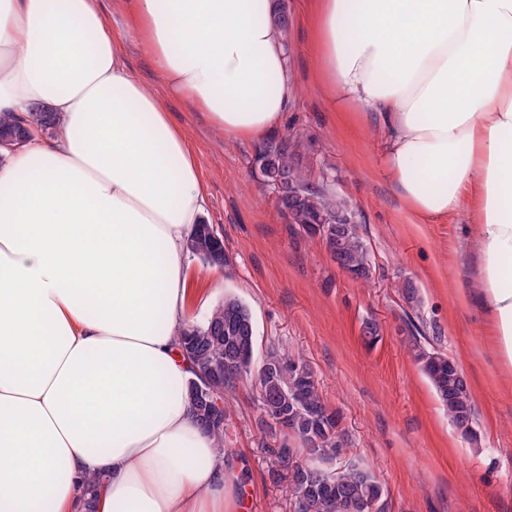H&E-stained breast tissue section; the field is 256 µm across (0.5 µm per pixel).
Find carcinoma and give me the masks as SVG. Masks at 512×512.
Returning a JSON list of instances; mask_svg holds the SVG:
<instances>
[{"label": "carcinoma", "mask_w": 512, "mask_h": 512, "mask_svg": "<svg viewBox=\"0 0 512 512\" xmlns=\"http://www.w3.org/2000/svg\"><path fill=\"white\" fill-rule=\"evenodd\" d=\"M27 125L49 136L55 132L53 113L39 107L27 113ZM25 129L20 118L0 113V141L19 145ZM302 142L283 140L264 148L269 155L267 167L261 170L264 181L286 178L303 188V198L296 203L295 224H316L319 214L344 207L328 188L313 187L302 174L297 158ZM222 236L213 225L196 226L189 239L190 252L205 264L222 267L228 258L211 259L220 251ZM345 257L363 267L360 278L369 277V252L359 225H349ZM400 293L406 307L421 311L419 290L410 281ZM183 352L202 374L215 366L232 361L240 376H255L259 415L256 425L269 440L265 451L269 456L271 481L288 496L292 512H384L386 489L379 479L349 454L351 441L342 426V417L322 397L316 372L300 354L283 347L270 348L260 362L254 351L242 355L245 344L255 345V326L249 307L234 296L224 297L203 324L188 323L180 333ZM438 339L412 337L411 350L419 368L433 387L451 425L468 424L464 437L477 439L476 411L468 383L457 378V362L437 347ZM190 405L202 428L209 433L219 452H224V437L230 417L224 410V426L211 425L209 400L191 395ZM99 478L89 476L82 482V499L86 512H95L94 502Z\"/></svg>", "instance_id": "obj_1"}]
</instances>
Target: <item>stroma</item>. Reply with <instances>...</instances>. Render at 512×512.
<instances>
[{
    "mask_svg": "<svg viewBox=\"0 0 512 512\" xmlns=\"http://www.w3.org/2000/svg\"><path fill=\"white\" fill-rule=\"evenodd\" d=\"M287 4L296 94L278 135L300 137V167L310 183L346 203L368 245L370 277L340 272L319 239L288 222L254 164L258 145L224 139L187 99L169 96L171 119L197 151L206 217L230 258L216 268L189 257L187 319L203 323L225 296H236L253 315L256 357L279 345L309 360L324 399L343 416L352 454L386 487V512H512V385L470 298L475 260L464 242L470 214L422 221L378 164L377 130L330 120L331 107L316 84L310 5ZM101 7L131 73L156 85L152 60L123 38L130 18L114 0H102ZM407 281L420 291L428 335L440 337L441 349L468 380L477 442L449 425L404 343L410 331L398 289ZM368 320L381 336L371 347L362 339ZM228 401L224 445L234 454L233 475L248 476L246 512H290L287 495L268 477L252 381L240 383Z\"/></svg>",
    "mask_w": 512,
    "mask_h": 512,
    "instance_id": "obj_1",
    "label": "stroma"
}]
</instances>
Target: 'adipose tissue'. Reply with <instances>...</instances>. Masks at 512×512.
Here are the masks:
<instances>
[{
  "mask_svg": "<svg viewBox=\"0 0 512 512\" xmlns=\"http://www.w3.org/2000/svg\"><path fill=\"white\" fill-rule=\"evenodd\" d=\"M153 61L129 72L99 0H0V112L59 124L0 164V512H224L227 455L190 408L178 345L207 204L162 97L265 142L295 83L275 0H120ZM332 108L382 135L422 217L470 203L472 290L512 377V0H312Z\"/></svg>",
  "mask_w": 512,
  "mask_h": 512,
  "instance_id": "1",
  "label": "adipose tissue"
}]
</instances>
